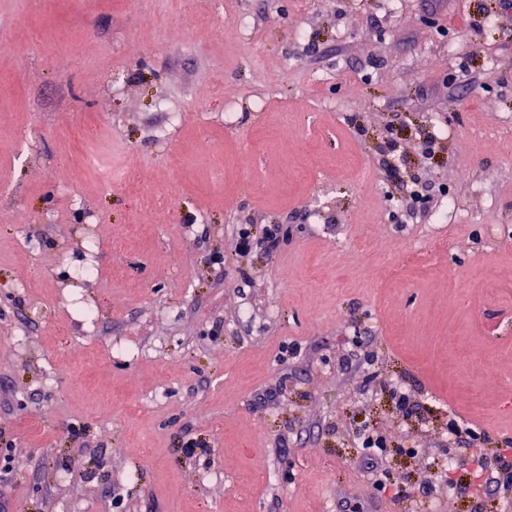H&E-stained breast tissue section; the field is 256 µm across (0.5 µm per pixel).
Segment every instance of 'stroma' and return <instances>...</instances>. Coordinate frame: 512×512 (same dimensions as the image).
<instances>
[{"label": "stroma", "instance_id": "stroma-1", "mask_svg": "<svg viewBox=\"0 0 512 512\" xmlns=\"http://www.w3.org/2000/svg\"><path fill=\"white\" fill-rule=\"evenodd\" d=\"M398 2L0 0V506L502 512L471 470L392 501L353 441L383 434L412 493L456 454L450 418L488 433L485 467L512 442V18L498 0ZM215 14L206 41L181 39ZM131 161L152 189L180 182L165 214L109 187ZM414 176L446 184L453 224L393 220ZM241 224L291 236L241 254Z\"/></svg>", "mask_w": 512, "mask_h": 512}]
</instances>
